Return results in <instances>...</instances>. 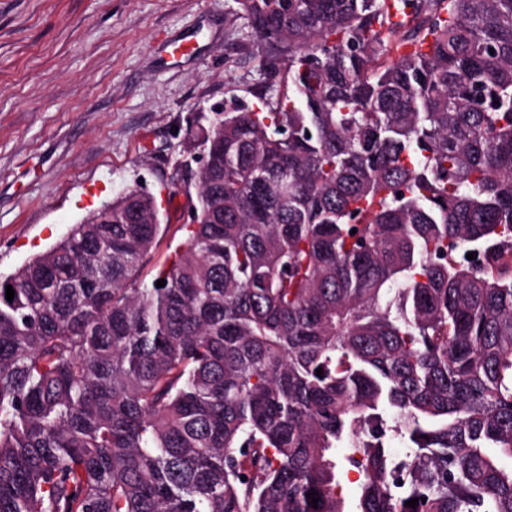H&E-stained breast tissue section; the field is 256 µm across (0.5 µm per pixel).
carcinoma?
Listing matches in <instances>:
<instances>
[{
  "label": "carcinoma",
  "mask_w": 512,
  "mask_h": 512,
  "mask_svg": "<svg viewBox=\"0 0 512 512\" xmlns=\"http://www.w3.org/2000/svg\"><path fill=\"white\" fill-rule=\"evenodd\" d=\"M235 2L174 260L131 187L0 279V512H512V0Z\"/></svg>",
  "instance_id": "cac0c4a2"
}]
</instances>
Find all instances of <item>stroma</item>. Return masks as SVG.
<instances>
[{
	"label": "stroma",
	"mask_w": 512,
	"mask_h": 512,
	"mask_svg": "<svg viewBox=\"0 0 512 512\" xmlns=\"http://www.w3.org/2000/svg\"><path fill=\"white\" fill-rule=\"evenodd\" d=\"M258 78L235 0H0V276L136 186L166 225L146 267L166 263L187 132Z\"/></svg>",
	"instance_id": "obj_1"
}]
</instances>
